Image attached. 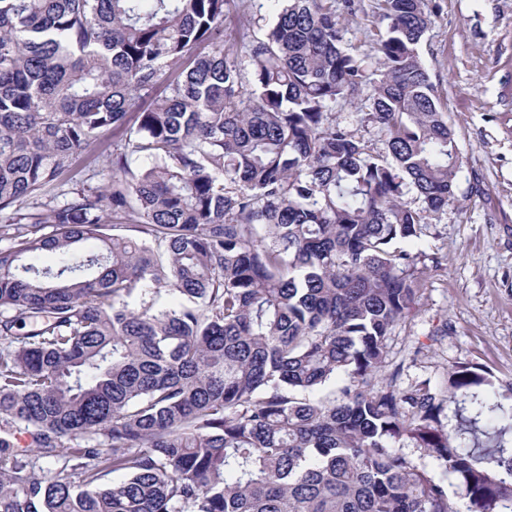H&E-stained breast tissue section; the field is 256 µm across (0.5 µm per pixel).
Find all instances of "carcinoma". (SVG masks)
<instances>
[{"mask_svg":"<svg viewBox=\"0 0 512 512\" xmlns=\"http://www.w3.org/2000/svg\"><path fill=\"white\" fill-rule=\"evenodd\" d=\"M266 2L229 44L252 0H0V512H512V383L388 358L463 166L437 5L374 0L371 78L336 0ZM365 86L382 151L332 112ZM106 154H101V150L96 147H91L82 152L78 165L71 171L65 174L62 181L64 183L63 189L71 190L76 182H80L88 178L94 172L106 174Z\"/></svg>","mask_w":512,"mask_h":512,"instance_id":"cac0c4a2","label":"carcinoma"}]
</instances>
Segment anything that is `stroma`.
<instances>
[{
    "label": "stroma",
    "mask_w": 512,
    "mask_h": 512,
    "mask_svg": "<svg viewBox=\"0 0 512 512\" xmlns=\"http://www.w3.org/2000/svg\"><path fill=\"white\" fill-rule=\"evenodd\" d=\"M343 15L346 46L376 70L373 0ZM421 57L448 111L465 165L455 198L418 248L439 257L421 310L388 341L409 377L442 379L461 362L512 382V0H438ZM447 323L448 334L431 341Z\"/></svg>",
    "instance_id": "1"
}]
</instances>
